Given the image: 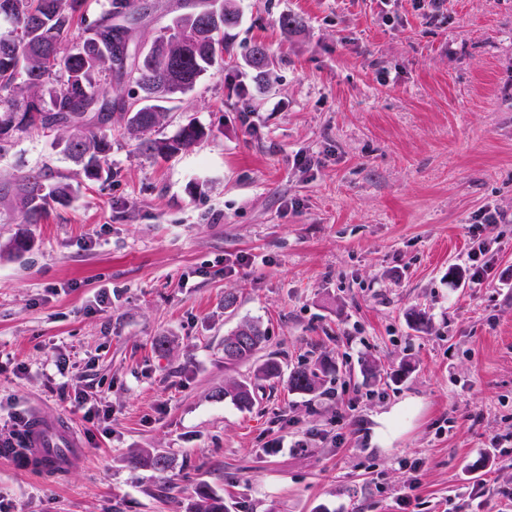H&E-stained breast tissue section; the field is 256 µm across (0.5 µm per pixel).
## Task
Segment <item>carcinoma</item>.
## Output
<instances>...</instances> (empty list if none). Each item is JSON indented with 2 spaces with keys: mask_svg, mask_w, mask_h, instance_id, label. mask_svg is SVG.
Returning a JSON list of instances; mask_svg holds the SVG:
<instances>
[{
  "mask_svg": "<svg viewBox=\"0 0 512 512\" xmlns=\"http://www.w3.org/2000/svg\"><path fill=\"white\" fill-rule=\"evenodd\" d=\"M85 0H0V155L33 133L65 134L64 151L83 163L87 178H101L103 164L112 153L105 130L112 127V109H121L130 133L139 139V150L152 158L169 159L199 143L203 128L190 121L172 137L153 136L168 108L165 103L194 89L197 81L224 53L233 50L225 32L240 22L235 0H206L200 11L176 17L162 28L145 52L130 51V27L125 25L127 0H108V8L86 25L81 42L70 44L76 14ZM204 12L211 21L207 35L195 40L196 16ZM261 44L245 48L256 78L267 74L269 60L256 55ZM130 85L127 98L112 99V78ZM72 194L62 180L47 183V173L32 170L19 179L0 181V198L25 224H37L52 203L64 205ZM250 340L238 348L232 362L251 360L266 342L257 322H246ZM325 368L301 365L286 381L288 390L313 392ZM282 377L280 361L270 355L254 370L256 381ZM217 397L241 408L253 404L248 382H232ZM136 464L158 473L170 463L160 453L146 452ZM194 512H228L224 501L199 490Z\"/></svg>",
  "mask_w": 512,
  "mask_h": 512,
  "instance_id": "carcinoma-1",
  "label": "carcinoma"
}]
</instances>
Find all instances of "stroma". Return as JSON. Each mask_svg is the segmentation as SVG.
<instances>
[{
	"label": "stroma",
	"instance_id": "1",
	"mask_svg": "<svg viewBox=\"0 0 512 512\" xmlns=\"http://www.w3.org/2000/svg\"><path fill=\"white\" fill-rule=\"evenodd\" d=\"M237 4L233 53L156 130L196 121L195 147L142 155L116 114L101 180L42 133L0 157V178L47 166L74 189L25 227L0 207V245L30 235L0 255V440L39 416L86 451L59 478L0 460V512H193L202 488L229 512H405L407 490L419 512H512V456L490 451L512 430V0ZM193 7L131 0L132 47ZM247 321L284 370L326 364L321 388L217 398L252 374L224 358ZM144 449L169 470L134 467ZM484 223L472 225V246L469 251L470 267L469 278L473 284H481L487 275V262L484 260L487 243L479 234L480 226ZM218 398L229 399L240 408H249L253 404V388L251 382H232L224 385V390L216 394Z\"/></svg>",
	"mask_w": 512,
	"mask_h": 512
}]
</instances>
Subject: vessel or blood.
Instances as JSON below:
<instances>
[{
	"label": "vessel or blood",
	"mask_w": 512,
	"mask_h": 512,
	"mask_svg": "<svg viewBox=\"0 0 512 512\" xmlns=\"http://www.w3.org/2000/svg\"><path fill=\"white\" fill-rule=\"evenodd\" d=\"M29 440L31 471L57 473L76 467L82 460L71 426L57 421H33Z\"/></svg>",
	"instance_id": "obj_1"
}]
</instances>
